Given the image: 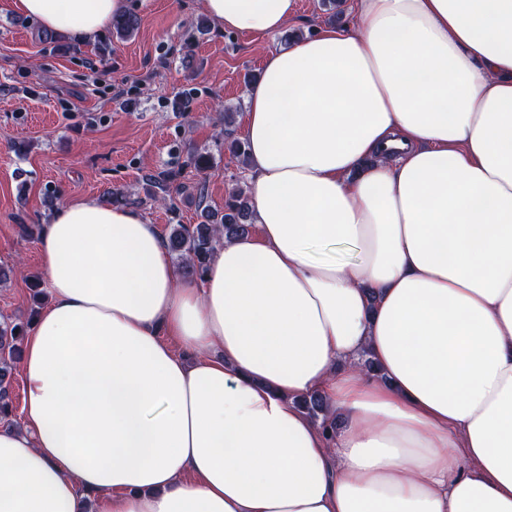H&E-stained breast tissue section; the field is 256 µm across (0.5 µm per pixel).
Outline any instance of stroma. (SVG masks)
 <instances>
[{
    "mask_svg": "<svg viewBox=\"0 0 512 512\" xmlns=\"http://www.w3.org/2000/svg\"><path fill=\"white\" fill-rule=\"evenodd\" d=\"M297 5L286 30L257 39L220 30L200 0H126L139 19L131 37L107 30L79 43L0 0V322L29 319V283L42 275L39 238L21 225L44 224L70 200L111 201L120 189L165 234L200 223L202 207L223 209L228 192L249 186L248 170L221 144L224 112L242 132L246 91L264 57L288 47L290 32L327 23L323 0ZM117 85L123 97H114ZM184 94L189 111H175ZM190 145L210 154L208 173L186 166ZM167 169L181 170L187 186L170 205L153 199L146 180Z\"/></svg>",
    "mask_w": 512,
    "mask_h": 512,
    "instance_id": "35a3bbf8",
    "label": "stroma"
}]
</instances>
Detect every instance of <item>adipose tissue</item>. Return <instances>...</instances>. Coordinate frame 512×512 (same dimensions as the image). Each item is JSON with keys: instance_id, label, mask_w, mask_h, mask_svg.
Here are the masks:
<instances>
[{"instance_id": "obj_1", "label": "adipose tissue", "mask_w": 512, "mask_h": 512, "mask_svg": "<svg viewBox=\"0 0 512 512\" xmlns=\"http://www.w3.org/2000/svg\"><path fill=\"white\" fill-rule=\"evenodd\" d=\"M10 7L88 40L125 0ZM244 139L257 229L204 278L135 210L44 224L0 512H512V0H358L266 55Z\"/></svg>"}]
</instances>
